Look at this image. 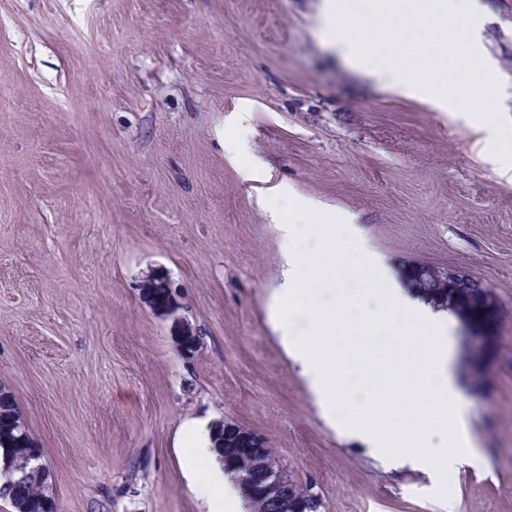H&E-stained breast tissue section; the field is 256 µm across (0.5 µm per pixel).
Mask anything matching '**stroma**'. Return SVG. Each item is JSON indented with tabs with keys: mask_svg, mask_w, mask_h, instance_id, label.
<instances>
[{
	"mask_svg": "<svg viewBox=\"0 0 512 512\" xmlns=\"http://www.w3.org/2000/svg\"><path fill=\"white\" fill-rule=\"evenodd\" d=\"M512 85V0H481ZM322 0H0V384L56 512H208L181 425L263 436L324 512H512V182L480 132L377 85L319 35ZM284 187L354 218L397 278L490 288L498 346L461 384L479 461L394 466L324 420L275 322ZM169 277L174 312L141 301ZM200 338L182 358L177 318Z\"/></svg>",
	"mask_w": 512,
	"mask_h": 512,
	"instance_id": "obj_1",
	"label": "stroma"
}]
</instances>
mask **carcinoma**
<instances>
[{
    "mask_svg": "<svg viewBox=\"0 0 512 512\" xmlns=\"http://www.w3.org/2000/svg\"><path fill=\"white\" fill-rule=\"evenodd\" d=\"M406 288L420 300H428V305L446 310L457 317L466 312L465 295L467 288H448L440 277L426 271L421 280L401 277ZM24 421L16 401L6 387L0 385V464L6 460L13 462L15 470L12 480L0 486V500L9 502L13 512H55V504L49 486L33 482L24 476L25 463L37 443L30 429H24L23 436H14L13 423ZM214 451L224 464V471L237 488L247 512H322L321 498L308 484L288 479V498L278 501L257 494L261 481L255 472L252 453L243 451L234 459H224V431L216 428Z\"/></svg>",
    "mask_w": 512,
    "mask_h": 512,
    "instance_id": "cac0c4a2",
    "label": "carcinoma"
}]
</instances>
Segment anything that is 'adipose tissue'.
Segmentation results:
<instances>
[{"instance_id": "ef3b65f1", "label": "adipose tissue", "mask_w": 512, "mask_h": 512, "mask_svg": "<svg viewBox=\"0 0 512 512\" xmlns=\"http://www.w3.org/2000/svg\"><path fill=\"white\" fill-rule=\"evenodd\" d=\"M213 424L207 419L184 423L183 433L192 453L185 459L187 470L195 479L197 494L205 499L210 512H241L237 490L224 474L212 445Z\"/></svg>"}]
</instances>
